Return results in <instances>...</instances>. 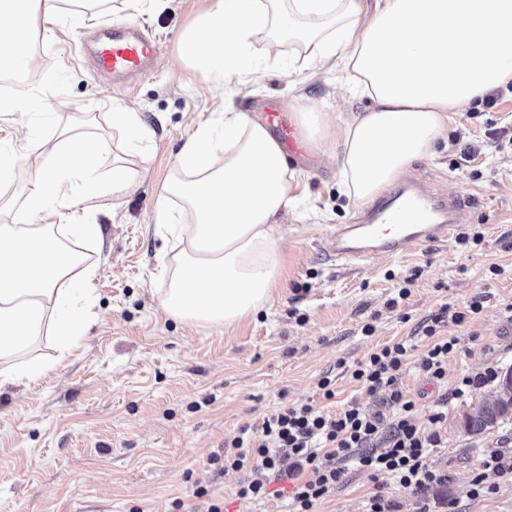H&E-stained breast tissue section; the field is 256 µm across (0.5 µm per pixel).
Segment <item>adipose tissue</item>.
<instances>
[{
    "label": "adipose tissue",
    "mask_w": 512,
    "mask_h": 512,
    "mask_svg": "<svg viewBox=\"0 0 512 512\" xmlns=\"http://www.w3.org/2000/svg\"><path fill=\"white\" fill-rule=\"evenodd\" d=\"M30 0H0V69L27 65ZM301 44L302 62L349 74V92L372 106L341 129L339 176L365 204L414 160L430 153L456 112L512 81V0H213L182 53L204 78L255 74L253 49L270 30ZM61 150L33 159L22 209L0 224V386L48 376L54 363L16 364L42 335L59 358L84 336L94 265L64 247L99 237L76 215L136 183L124 166L94 175L89 138L64 130ZM176 176L157 199L160 224L178 252L160 299L167 316L233 324L268 302L279 275L281 220L296 203L297 171L267 128L244 112L199 122L176 155Z\"/></svg>",
    "instance_id": "adipose-tissue-1"
}]
</instances>
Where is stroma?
<instances>
[{"mask_svg": "<svg viewBox=\"0 0 512 512\" xmlns=\"http://www.w3.org/2000/svg\"><path fill=\"white\" fill-rule=\"evenodd\" d=\"M211 5L163 0L154 9L142 0L133 10L127 0L103 7L85 0L81 25L52 28L42 15L32 19L42 67L25 92L38 106L0 109V148L15 153L17 169L0 182V203L23 206L30 162L54 152L60 132L70 128L93 138L100 179L118 161L143 179L120 201L103 199L89 218L101 236L83 248L97 276L80 349L38 383L0 386V512H205L212 499L223 501L224 512H284L281 484H271L261 503L239 498L248 471L216 475L209 457L241 434L259 441L263 417L283 405L311 399L334 413L353 400L381 411L383 393L365 392L342 367L400 340L414 346L401 388L416 405L417 423L435 435L430 464L448 481L421 494L350 464L316 512H365L377 493L396 512H512V473L490 475L491 491L472 493L486 456L512 457V422L477 437L460 426L496 384L455 392L463 376L512 367V151L497 150L489 136L490 129L512 127V93L494 109L464 107L433 154L405 170L427 178L436 193L467 200L466 220L448 242L378 256L356 270L325 257L322 237L336 225L357 223L366 211L341 192L339 161L327 140L319 155L288 160L300 172L299 203L281 227L282 268L269 302L230 326L189 324L158 307L168 281L160 273L164 241L156 201L197 122L227 108L261 119L273 100L284 124L295 128L299 113L322 112L335 134L351 114L372 105L346 93L342 69L289 72L296 45L275 51L261 38L258 77L232 93L205 80L183 58L182 43ZM110 21L156 43L155 63L129 84L105 77L88 60L86 32ZM116 103L138 112L149 142H130L113 129ZM467 143L477 152L465 162L460 150ZM404 285L409 296L389 307ZM476 298L481 311L444 330L459 345L443 379L427 381L415 364L424 352L423 322L442 305L461 311ZM367 324L374 329L369 336L362 332ZM326 375L335 380L331 400L317 387ZM437 412L440 422L430 423ZM200 488L205 497H197Z\"/></svg>", "mask_w": 512, "mask_h": 512, "instance_id": "obj_1", "label": "stroma"}]
</instances>
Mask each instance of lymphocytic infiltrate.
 Listing matches in <instances>:
<instances>
[{"label":"lymphocytic infiltrate","instance_id":"f902f5d3","mask_svg":"<svg viewBox=\"0 0 512 512\" xmlns=\"http://www.w3.org/2000/svg\"><path fill=\"white\" fill-rule=\"evenodd\" d=\"M481 309L475 299L467 311L445 305L427 319L421 330L426 351L418 362L426 379L442 380L448 356L459 343L458 337L443 335V328L463 324L468 314ZM411 351L406 342H394L345 368L367 392L385 393L392 416L367 412L354 401L334 414L309 403L284 406L262 419V438L254 451L245 452L243 438L237 437L229 450L213 454L210 464L221 473L250 470V478L237 490L242 499L261 500L271 483L290 482L291 512H313L319 500L335 491L352 461L374 475L425 492L441 477L428 462L434 438L416 423L415 403L400 388Z\"/></svg>","mask_w":512,"mask_h":512}]
</instances>
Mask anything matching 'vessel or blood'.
Instances as JSON below:
<instances>
[{
  "label": "vessel or blood",
  "mask_w": 512,
  "mask_h": 512,
  "mask_svg": "<svg viewBox=\"0 0 512 512\" xmlns=\"http://www.w3.org/2000/svg\"><path fill=\"white\" fill-rule=\"evenodd\" d=\"M93 52L95 67L123 75L139 71L152 60L155 47L143 35L122 25L104 23ZM463 206L456 198H439L418 181L403 182L379 200L357 224L337 225L323 238L320 249L341 264H360L372 258L396 256L410 246L448 241L459 227Z\"/></svg>",
  "instance_id": "vessel-or-blood-1"
}]
</instances>
